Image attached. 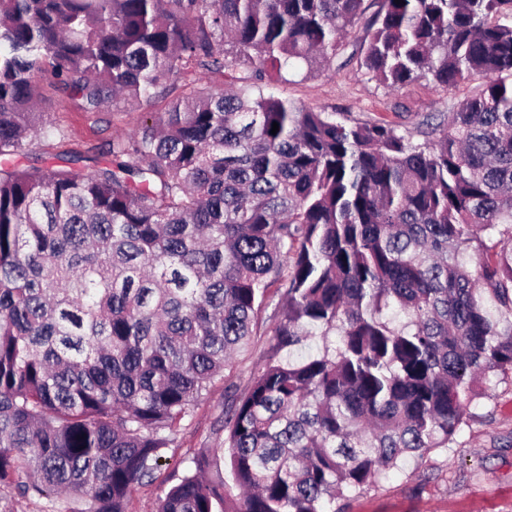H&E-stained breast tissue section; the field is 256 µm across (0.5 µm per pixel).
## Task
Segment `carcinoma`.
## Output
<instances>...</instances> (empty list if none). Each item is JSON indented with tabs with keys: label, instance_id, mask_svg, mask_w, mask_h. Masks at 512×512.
<instances>
[{
	"label": "carcinoma",
	"instance_id": "carcinoma-1",
	"mask_svg": "<svg viewBox=\"0 0 512 512\" xmlns=\"http://www.w3.org/2000/svg\"><path fill=\"white\" fill-rule=\"evenodd\" d=\"M372 2L0 0V156L66 138L40 73L90 113L183 78L110 168L0 166V483L126 512L268 310L154 512H343L512 376V0ZM359 28L389 87L481 85L421 142L264 92ZM274 343L271 326L264 321L249 350L234 356L230 366L224 371V381H216L208 394L197 402L192 415L183 422L174 442L162 450V466L155 472L153 481L134 489L128 512H152L153 502L174 483L173 474H181L190 464L193 452L203 443L216 438L213 422L224 407L225 386L231 382L244 385L250 375L263 364L265 355Z\"/></svg>",
	"mask_w": 512,
	"mask_h": 512
}]
</instances>
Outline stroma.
<instances>
[{
  "label": "stroma",
  "mask_w": 512,
  "mask_h": 512,
  "mask_svg": "<svg viewBox=\"0 0 512 512\" xmlns=\"http://www.w3.org/2000/svg\"><path fill=\"white\" fill-rule=\"evenodd\" d=\"M361 35L352 33L338 48L329 68L307 74L305 66L286 80L271 79L269 91L298 105L359 122L384 121L399 131L419 133L427 117L448 114L451 106L475 93L477 82L448 88L429 78L402 88L388 87L360 67ZM36 105L45 122L67 131L65 140H32L13 157L21 167L54 166L87 174L109 163L112 137L146 117L155 106L114 104L102 112L80 111L51 74L38 75ZM274 343L269 323H262L249 350L234 356L225 377L195 405L175 440L162 451V465L152 482L137 486L128 512H151L154 501L182 473L197 448L213 441V422L224 406V388L245 384ZM475 417L448 449L432 452L422 463H406L387 473L378 486L351 498L346 512H512V384H499L474 409Z\"/></svg>",
  "instance_id": "obj_1"
}]
</instances>
